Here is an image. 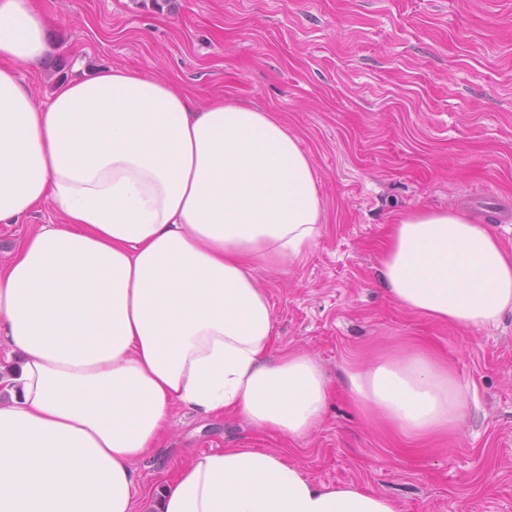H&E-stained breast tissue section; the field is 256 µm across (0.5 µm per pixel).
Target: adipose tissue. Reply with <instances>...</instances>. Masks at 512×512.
I'll return each instance as SVG.
<instances>
[{"instance_id":"adipose-tissue-1","label":"adipose tissue","mask_w":512,"mask_h":512,"mask_svg":"<svg viewBox=\"0 0 512 512\" xmlns=\"http://www.w3.org/2000/svg\"><path fill=\"white\" fill-rule=\"evenodd\" d=\"M51 50L30 0H0V224L47 201L62 217L0 266V512H402L260 448L192 456L138 490L132 464L161 447L175 408L292 439L322 419L318 363L269 357L274 309L252 266L302 263L323 203L310 156L269 112L200 106L129 67L42 102L18 67ZM379 274L400 307L464 329L512 311V253L460 213L399 217ZM345 378L362 410L406 435L465 420L451 368L423 352Z\"/></svg>"}]
</instances>
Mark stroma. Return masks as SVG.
Listing matches in <instances>:
<instances>
[{
  "instance_id": "obj_1",
  "label": "stroma",
  "mask_w": 512,
  "mask_h": 512,
  "mask_svg": "<svg viewBox=\"0 0 512 512\" xmlns=\"http://www.w3.org/2000/svg\"><path fill=\"white\" fill-rule=\"evenodd\" d=\"M54 51L21 67L48 101L104 67L167 75L198 103L233 98L284 121L314 164L324 232L304 262L256 266L276 319L270 352L301 348L329 399L305 437L176 409L134 464L153 487L188 455L283 451L316 482L351 483L403 512H512V312L476 331L398 306L378 278L399 214L460 211L512 250V0H34ZM51 203L0 224V263ZM405 347L448 362L468 391L460 430L411 439L350 399L347 363Z\"/></svg>"
}]
</instances>
